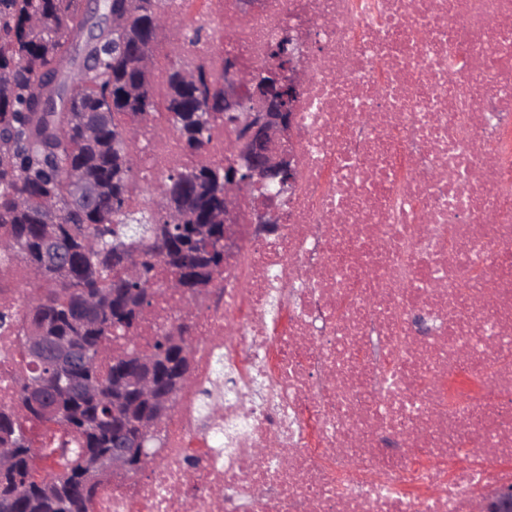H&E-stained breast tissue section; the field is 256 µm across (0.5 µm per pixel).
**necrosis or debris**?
<instances>
[{
  "label": "necrosis or debris",
  "mask_w": 512,
  "mask_h": 512,
  "mask_svg": "<svg viewBox=\"0 0 512 512\" xmlns=\"http://www.w3.org/2000/svg\"><path fill=\"white\" fill-rule=\"evenodd\" d=\"M207 41L185 69L303 61L295 178L252 188L214 286L157 293L140 345L184 324L191 376L138 478L90 512H476L512 483V0H170ZM140 128L143 183L232 156ZM274 205L279 224L259 232ZM32 275L0 269V310ZM20 350L0 327V406Z\"/></svg>",
  "instance_id": "obj_1"
}]
</instances>
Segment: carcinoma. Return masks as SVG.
Here are the masks:
<instances>
[{
    "label": "carcinoma",
    "mask_w": 512,
    "mask_h": 512,
    "mask_svg": "<svg viewBox=\"0 0 512 512\" xmlns=\"http://www.w3.org/2000/svg\"><path fill=\"white\" fill-rule=\"evenodd\" d=\"M103 12L124 10L129 22L115 34L83 40L92 16L84 0H0V133L14 151L0 150V265L19 262L34 273L23 331L62 338L80 365L60 372L23 350L15 379L16 403L0 407V448L11 462L0 468V512H89L100 482H86L88 461L112 451L116 438L139 462L146 438L139 424L153 408L133 389L115 383L132 364L157 382V393L176 397L187 380L190 344L166 333L139 357L133 346L108 356L104 345L140 322L150 305L156 270L208 286L224 264V174L232 164L168 172L147 220L128 223L136 162L127 156L134 123L166 120L189 149H200L224 123L221 78L202 66L181 65L187 49L206 41L195 28L171 41L166 92L136 60L156 29L171 30L165 0H100ZM85 52L86 76L69 77ZM91 186L90 200L69 199L70 180ZM141 255L138 276L121 269V253ZM52 425L70 448L38 479L33 429Z\"/></svg>",
    "instance_id": "1"
}]
</instances>
